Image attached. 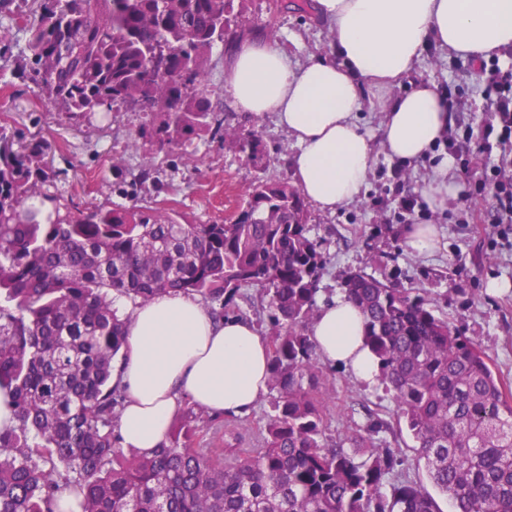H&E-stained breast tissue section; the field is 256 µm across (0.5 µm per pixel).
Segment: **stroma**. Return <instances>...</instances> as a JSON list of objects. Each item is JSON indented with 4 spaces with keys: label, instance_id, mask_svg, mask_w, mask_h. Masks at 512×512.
I'll return each instance as SVG.
<instances>
[{
    "label": "stroma",
    "instance_id": "obj_1",
    "mask_svg": "<svg viewBox=\"0 0 512 512\" xmlns=\"http://www.w3.org/2000/svg\"><path fill=\"white\" fill-rule=\"evenodd\" d=\"M237 35L245 38L260 31L279 39L292 60L305 62L325 52L331 42L328 27L314 14L284 9L281 0H234ZM25 37L14 32L12 50L0 56V126L15 131L23 140L43 137L50 150L45 158L49 180L44 193L60 210L97 205L174 210L194 224H218L231 218L246 202L249 189L266 180L290 181L288 162L298 150L295 140L276 122L274 115L236 111L224 87V65L229 44H216L209 53L208 90L224 121L238 130L260 135L266 151L264 167H254L229 141L197 136L190 145L160 150L143 141L141 128L155 122L150 112L114 107L108 117L100 113L63 112L49 104L43 89L22 79ZM477 66L437 47L424 51L415 68L389 96L403 94L412 82L435 80L438 86L463 85L470 109L460 119L480 128L493 111L491 100L481 94ZM375 161L360 199L336 213L310 208L309 222L327 256L319 284L318 302L342 295L341 276L347 270H364L377 279L419 293L438 315L448 318L473 338L492 369L512 386V240H501L485 212L490 202L477 203V219L464 223L458 197L433 209V224L443 231L442 247L434 255L419 257L402 244V227L383 223L375 198L393 199L395 174H402L405 188L421 194L438 162L447 157L446 147L433 150L427 159L400 164L382 146H375ZM510 283L501 294L488 293L489 280ZM313 383L329 389L330 434L356 429L377 414L387 421V440L402 448L403 475L426 483L423 463L413 451L397 407L381 383L355 380L341 367L323 366Z\"/></svg>",
    "mask_w": 512,
    "mask_h": 512
}]
</instances>
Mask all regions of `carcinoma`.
<instances>
[{
  "instance_id": "carcinoma-1",
  "label": "carcinoma",
  "mask_w": 512,
  "mask_h": 512,
  "mask_svg": "<svg viewBox=\"0 0 512 512\" xmlns=\"http://www.w3.org/2000/svg\"><path fill=\"white\" fill-rule=\"evenodd\" d=\"M14 18L25 72L63 112L144 104L160 148L209 132L260 168L254 133L224 126L206 60L232 34L234 0H33ZM164 59L165 71L153 68ZM48 144L16 146L0 128V512H441L421 484L394 472L400 451L373 415L331 438L329 395L305 386L321 371L310 335L326 268L300 190L265 181L229 224H189L157 209L98 206L46 217L33 205ZM255 288L267 298L270 389L276 396L244 447L195 448L201 411L152 454L124 452L125 393L112 384L129 317L114 296L146 305L189 295L221 319ZM364 316L379 379L391 393L430 484L454 512H512V393L481 348L412 292L362 270L342 276Z\"/></svg>"
}]
</instances>
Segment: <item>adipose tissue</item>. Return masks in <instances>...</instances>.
<instances>
[{
  "instance_id": "1",
  "label": "adipose tissue",
  "mask_w": 512,
  "mask_h": 512,
  "mask_svg": "<svg viewBox=\"0 0 512 512\" xmlns=\"http://www.w3.org/2000/svg\"><path fill=\"white\" fill-rule=\"evenodd\" d=\"M333 36L331 53L292 63L274 37L239 42L224 67L237 111L273 113L296 141L294 184L326 213L356 201L374 162L371 140L356 121L365 89L379 90L378 129L391 159L424 158L453 118L435 84L421 81L396 97L429 42L480 62L512 51V0H313ZM124 358L114 373L127 395L117 433L121 447L149 451L165 442L182 401L216 415L248 414L266 394L269 346L255 323L215 319L200 300L176 293L130 310ZM351 302L323 304L311 326L324 363L361 380L377 372Z\"/></svg>"
}]
</instances>
